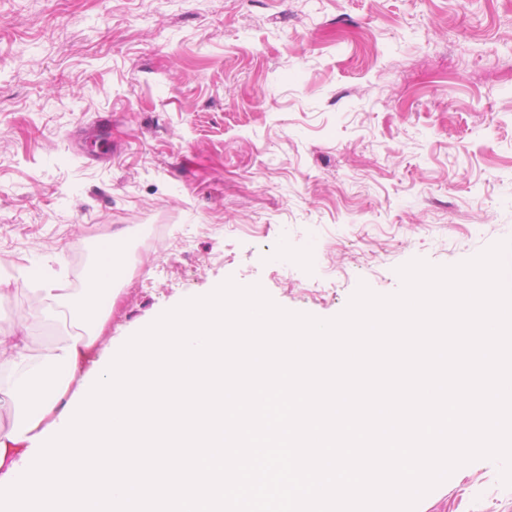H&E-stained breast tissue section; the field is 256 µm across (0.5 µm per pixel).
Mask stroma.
Instances as JSON below:
<instances>
[{
	"instance_id": "1",
	"label": "stroma",
	"mask_w": 512,
	"mask_h": 512,
	"mask_svg": "<svg viewBox=\"0 0 512 512\" xmlns=\"http://www.w3.org/2000/svg\"><path fill=\"white\" fill-rule=\"evenodd\" d=\"M127 244L81 367L226 280L331 319L512 239V0H0V341ZM416 512H512L476 459Z\"/></svg>"
}]
</instances>
